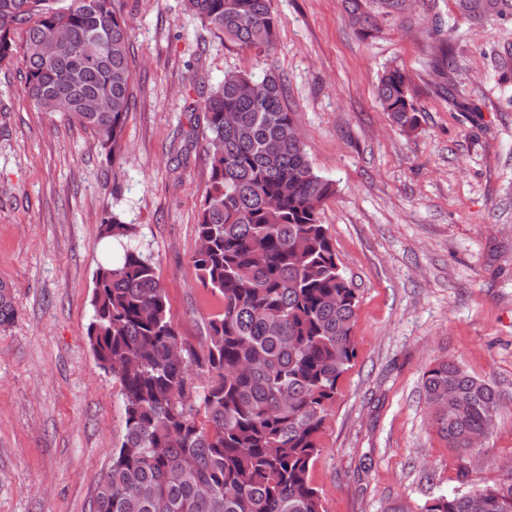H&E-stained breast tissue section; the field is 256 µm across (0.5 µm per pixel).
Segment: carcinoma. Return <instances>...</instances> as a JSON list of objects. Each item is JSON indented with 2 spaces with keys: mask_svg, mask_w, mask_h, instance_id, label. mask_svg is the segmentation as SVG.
Listing matches in <instances>:
<instances>
[{
  "mask_svg": "<svg viewBox=\"0 0 512 512\" xmlns=\"http://www.w3.org/2000/svg\"><path fill=\"white\" fill-rule=\"evenodd\" d=\"M118 0H0V65L20 66L28 96L43 112L54 101L112 158L132 96L129 26ZM477 24H512V0H453ZM358 33L377 16L406 13V0H345ZM435 36L429 60L447 77L458 67L441 38L436 4H423ZM202 23L267 55L278 20L270 0H187ZM58 28L66 43L52 40ZM25 33L23 45L15 40ZM499 86L512 90V43L493 51ZM411 77L389 67L376 96L400 132L419 125ZM209 162L192 265L218 295L206 350L177 333L165 288L134 224L110 212L101 236L122 252L95 273L87 327L95 359L120 385L125 432L101 476L94 512H325L310 479L319 434L340 377L355 357L356 288L339 268L318 218L335 184L313 169L280 78L229 72L199 104ZM15 314L12 286L0 281V327ZM182 346V360L171 349ZM208 383L192 392V367ZM439 436L461 455L490 434L499 397L486 381L442 361L423 374ZM425 512H512V475L441 494Z\"/></svg>",
  "mask_w": 512,
  "mask_h": 512,
  "instance_id": "carcinoma-1",
  "label": "carcinoma"
}]
</instances>
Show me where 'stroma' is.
<instances>
[{
    "label": "stroma",
    "mask_w": 512,
    "mask_h": 512,
    "mask_svg": "<svg viewBox=\"0 0 512 512\" xmlns=\"http://www.w3.org/2000/svg\"><path fill=\"white\" fill-rule=\"evenodd\" d=\"M131 33L133 99L110 161L67 117L39 111L18 65L0 67V281L14 288L0 328V512H91L124 430L121 391L87 336L100 222L137 225L176 329L202 349L222 301L192 266L208 180L202 112L225 73L269 70L313 169L334 181L323 206L357 289L355 357L319 437L311 481L325 512H420L432 498L512 472V99L487 56L512 25L470 22L439 0L461 65L454 87L426 65L425 23L393 16L364 39L342 0H271L272 52L240 48L183 0H119ZM412 79L408 136L376 99L386 66ZM478 104L481 126L457 102ZM451 360L500 397L481 450L461 456L432 426L424 371Z\"/></svg>",
    "instance_id": "1"
}]
</instances>
